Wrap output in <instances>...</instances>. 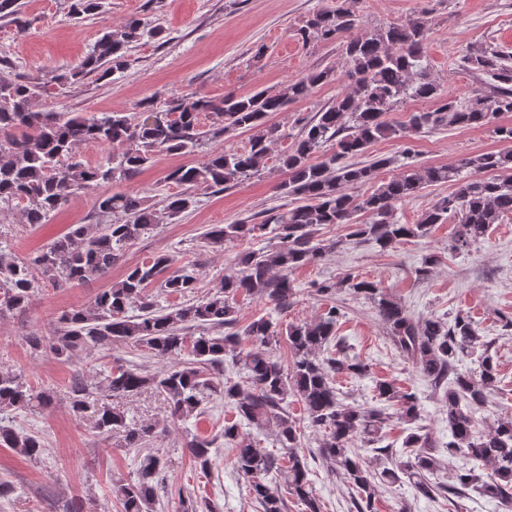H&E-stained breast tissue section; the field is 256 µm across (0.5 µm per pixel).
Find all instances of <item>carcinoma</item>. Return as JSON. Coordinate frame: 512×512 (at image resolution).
Listing matches in <instances>:
<instances>
[{
	"instance_id": "cac0c4a2",
	"label": "carcinoma",
	"mask_w": 512,
	"mask_h": 512,
	"mask_svg": "<svg viewBox=\"0 0 512 512\" xmlns=\"http://www.w3.org/2000/svg\"><path fill=\"white\" fill-rule=\"evenodd\" d=\"M100 7V0H72L70 12L85 19L99 14ZM8 17L21 29L27 25L19 0H0V18ZM358 24L352 0H336L335 7L314 12L300 29L304 42L342 39L346 70L344 91L307 121L278 156L287 178L276 192L292 199L294 206L270 208L256 224H212L204 233L206 243L218 250L267 234L276 240L274 245L239 252L234 258L236 272L224 277L215 291L165 307L147 299L144 291L149 285L158 280L167 294L184 298L195 293L197 279L186 269L170 270V256L156 255L128 268L91 306L62 312L54 336L31 334L25 342L37 356L48 351L67 362L79 350L110 349L129 341L165 362L150 374L115 364L103 371L104 389L97 396L82 377L72 381L69 408L74 416L99 434H121L129 448L142 447L153 437L154 427L128 424L112 399L152 390L163 396L175 423L204 414L206 399L223 397L235 415L224 426V439L234 443L236 470L247 480L262 512H286L287 496L303 505L304 512H322L309 478L310 459L315 456L356 492V512H376L377 487L404 481L428 499L446 493L451 502L472 491L512 509V418L500 419L484 432L476 430L474 413L487 404L498 378L493 340L479 334L470 316L415 320L377 284L351 274L319 283L316 289L323 295L344 289L371 300L393 345L441 394L448 457L467 461L447 486L431 480L436 443L419 424L422 407L414 394L379 381L375 403L363 407L347 402L339 392L335 377H365L370 364L346 355L343 340L336 336L338 307L284 330L270 316L238 327L239 296L278 309L288 307L297 293L294 271L323 261L342 244L318 242L319 226L346 225L355 243H371L385 252L411 238L428 236L434 225L452 218L450 250L465 252L485 238L491 225L512 216L511 148L468 155L446 166L409 167L381 183L380 174L395 159L373 153L382 140H408L442 127L480 128L512 113V56L490 45L466 55L471 70L493 81L492 94L473 93L461 101L443 94L431 76L424 54L427 30L420 18L351 35ZM143 37L144 22L139 18L106 27L80 66L57 76V83L71 84L88 75L110 78L126 67L129 48ZM333 77L335 69L325 68L309 71L277 92L259 89L219 100L177 97L160 105L149 100L144 117L127 112L88 117L36 111L33 101L47 95L46 83L37 77L0 80V209L24 203L29 224L47 223L79 190L134 179L160 153L184 155L226 133L252 132L250 147L243 152L214 151L199 165L171 169L166 180L185 191L167 196L160 209L138 195L105 193L98 198V212L107 222L97 225L95 232L86 224H72L27 260L0 244V316L24 311L42 282L81 283L108 276L126 246L192 206L191 191L222 190L258 172L269 144L286 137L266 123L268 115L286 110ZM406 98L432 101L435 107L411 113L405 123L391 122L389 115ZM203 114L210 117L206 129L200 126ZM88 142L110 146L112 154L94 164L77 160L76 148ZM437 183H448L453 191L423 210L416 223H398L396 203L410 201ZM369 184L375 188L355 192ZM359 215L368 220H358ZM192 327L200 330L199 335H187ZM282 339L290 356L286 366L273 351ZM464 357L476 359L478 370H461ZM229 366L244 380H227L219 390L209 375ZM293 402L302 406L308 427L319 435L318 448L307 455L299 451L301 430L290 412ZM52 403L51 392L34 389L22 374L0 372V411H42ZM394 414L410 425L399 448L386 442L385 428ZM241 425L273 427L283 454L276 457L240 437ZM213 444L198 436L186 441L191 459L204 473L212 466ZM0 446L30 460L39 458L44 448L39 438L2 424ZM166 464L149 452L139 459L133 480L112 482V496L122 512H154Z\"/></svg>"
}]
</instances>
